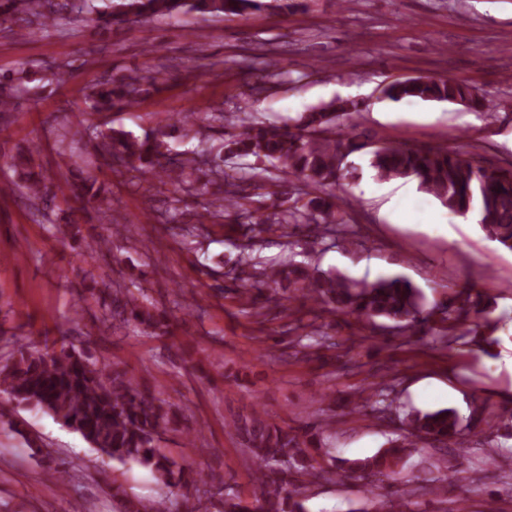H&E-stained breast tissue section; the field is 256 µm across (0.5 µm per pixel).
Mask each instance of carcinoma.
Returning a JSON list of instances; mask_svg holds the SVG:
<instances>
[{
    "label": "carcinoma",
    "mask_w": 512,
    "mask_h": 512,
    "mask_svg": "<svg viewBox=\"0 0 512 512\" xmlns=\"http://www.w3.org/2000/svg\"><path fill=\"white\" fill-rule=\"evenodd\" d=\"M0 0V21L21 23L32 35L45 34L70 18H87L95 29L108 33L112 28L131 21L166 17L175 21L197 15H243L256 7L255 0ZM166 77L158 72L144 76L137 72L92 81L78 90L81 112L67 134L87 138L100 161L99 169L124 174L134 173L141 181H168L188 196H204V213L191 220V211L177 207L167 211L170 221L186 225L193 235L196 225L219 223L224 216L241 207L243 192L256 178H266L271 171L286 177V182L302 181L325 193L294 200L285 206L278 191L268 195L264 211L248 212L237 224L241 250L247 251L256 236L265 231H279L293 236L302 227L309 237L335 234L342 244L350 241L351 232L336 205V195L327 188L336 185L349 173L348 158L368 144L360 141L358 124L344 126L362 111V103L333 102L325 107L302 113L292 125L266 123L248 117L239 124V132L225 144L227 156L212 153L211 136L197 119L172 116L168 122L150 130L143 137L94 122L93 116L116 108H132L148 87L159 91ZM384 95L399 101L416 98L423 101L460 100L471 108L483 105V99L470 85L453 79L417 78L391 83ZM178 128L198 140L191 153L171 150L169 129ZM38 148L0 157L12 169L16 185L25 190L37 211L47 208L56 192L68 191L75 201L89 205L107 200L108 189L97 176L86 173L77 183L61 176L52 182L36 162ZM255 157L267 167L247 171L237 162ZM368 162L377 178H412L424 192L434 196L452 214L472 212L486 236L512 250V165L489 169L474 158L465 159L439 146L407 143L392 145L382 151L368 152ZM56 233L79 242V255L110 249L111 237L122 234L126 225L113 220L111 235L85 237L76 223L54 224ZM224 277L237 283L238 296L252 312L262 296V281H250L244 270H229ZM267 279L278 286L286 281L300 286L302 298L336 316H353L369 323L377 318L392 322L395 328L420 330L430 327L431 316L441 314L445 335L461 340L458 329L468 322L485 318L492 305L480 296L463 291L451 301L425 306L416 285L402 277H384L365 283L338 272L288 262L271 267ZM98 288L96 301L102 310L101 322L134 323L144 332L158 335L168 331L171 316L152 312L140 286L116 288L105 279L91 278ZM364 403L374 413H384L394 403L387 388L369 387ZM0 394L20 404L41 410L62 425L78 432L92 448L113 461L135 462L149 470L155 481L188 497L199 491L198 484L207 480L202 472L186 478L189 466L167 456L159 443L171 427L178 424L176 414L155 393L143 388L127 372L98 364L93 356L65 341L30 342L19 346L0 363ZM407 431L401 439L369 457L341 459L346 470L360 478H374L383 483L397 474V468L410 457L421 442H433L442 448H463L471 430L462 424L453 409L414 412L404 419ZM231 427L240 437L253 463L254 495L244 502L236 495L215 487L221 496L223 512H307L298 488L329 479L331 466L320 464L311 451L321 447L314 437L302 438L268 423L254 411L239 415ZM496 436L512 440V408L505 405L494 425Z\"/></svg>",
    "instance_id": "carcinoma-1"
}]
</instances>
